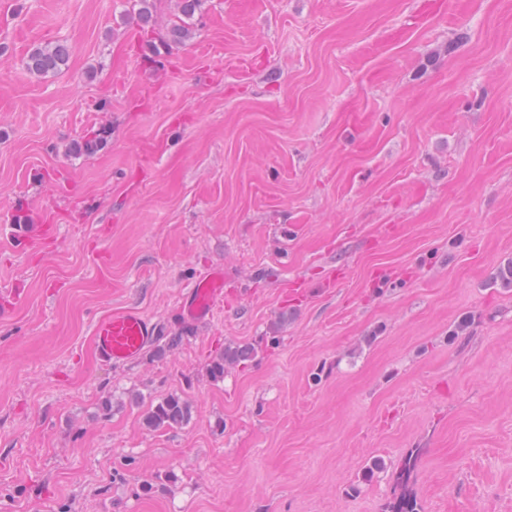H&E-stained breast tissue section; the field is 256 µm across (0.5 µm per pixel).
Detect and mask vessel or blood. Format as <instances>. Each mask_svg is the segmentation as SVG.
Instances as JSON below:
<instances>
[{
	"instance_id": "1",
	"label": "vessel or blood",
	"mask_w": 512,
	"mask_h": 512,
	"mask_svg": "<svg viewBox=\"0 0 512 512\" xmlns=\"http://www.w3.org/2000/svg\"><path fill=\"white\" fill-rule=\"evenodd\" d=\"M234 299L223 269L216 268L189 288L180 314L188 321L202 320ZM93 333L100 359L108 364H122L141 355L151 343L156 328L139 311L125 309L101 316L94 324Z\"/></svg>"
}]
</instances>
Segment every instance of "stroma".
I'll return each instance as SVG.
<instances>
[{"label": "stroma", "instance_id": "stroma-1", "mask_svg": "<svg viewBox=\"0 0 512 512\" xmlns=\"http://www.w3.org/2000/svg\"><path fill=\"white\" fill-rule=\"evenodd\" d=\"M424 2L207 0L151 63L177 0H0V512H385L415 448L422 512H512V0ZM121 307L179 344L100 362ZM69 47L63 43L34 47L25 57L26 70L37 77H47L59 72L69 60ZM38 220L40 224H32L29 232L38 237L39 244H46L57 238L58 224H54V217L50 213L42 212ZM234 300L224 269L216 268L189 288L181 304L180 315L187 321L202 320L212 316L221 304L230 305ZM257 351L251 346H235L224 348L217 353L209 363V374L213 379L224 377V371L230 364H237L250 360L256 355ZM189 404L178 395H169L151 405L146 415V423L152 428H176L189 421Z\"/></svg>", "mask_w": 512, "mask_h": 512}]
</instances>
